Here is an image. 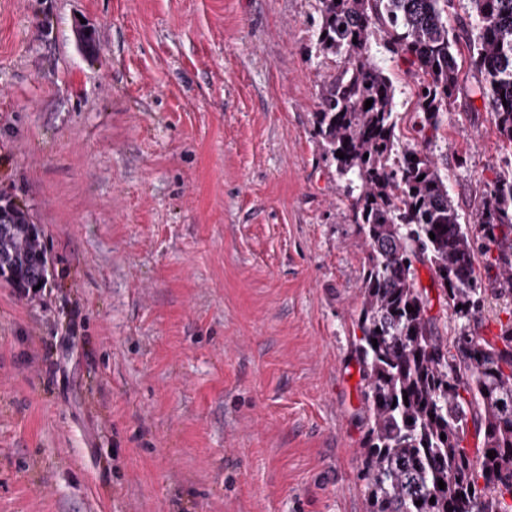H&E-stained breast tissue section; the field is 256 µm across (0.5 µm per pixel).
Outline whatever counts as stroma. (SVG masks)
Returning a JSON list of instances; mask_svg holds the SVG:
<instances>
[{
	"label": "stroma",
	"mask_w": 512,
	"mask_h": 512,
	"mask_svg": "<svg viewBox=\"0 0 512 512\" xmlns=\"http://www.w3.org/2000/svg\"><path fill=\"white\" fill-rule=\"evenodd\" d=\"M320 21L318 0H0V197L48 260L37 294L0 281V512H366V251L314 131ZM368 44L419 145L421 73ZM454 53L431 150L468 224L512 147Z\"/></svg>",
	"instance_id": "1"
}]
</instances>
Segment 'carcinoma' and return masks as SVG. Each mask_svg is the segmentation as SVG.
I'll list each match as a JSON object with an SVG mask.
<instances>
[{
	"instance_id": "carcinoma-1",
	"label": "carcinoma",
	"mask_w": 512,
	"mask_h": 512,
	"mask_svg": "<svg viewBox=\"0 0 512 512\" xmlns=\"http://www.w3.org/2000/svg\"><path fill=\"white\" fill-rule=\"evenodd\" d=\"M468 2L473 94L512 148V0ZM319 3L317 43L339 65L320 86L314 127L356 193L352 210L367 248L357 321L368 387L360 452L367 512H512V322L492 340L479 334L487 293L512 298V162L482 196L472 233L430 152L399 144L393 85L368 53L376 28L391 53L423 72L420 127L437 128L458 90L452 0ZM489 251L498 273L485 285L475 257ZM416 263L448 294L458 331L447 345L433 335ZM47 272L38 229L16 206L0 221V279L28 295ZM471 427L481 437L473 451L465 446Z\"/></svg>"
}]
</instances>
